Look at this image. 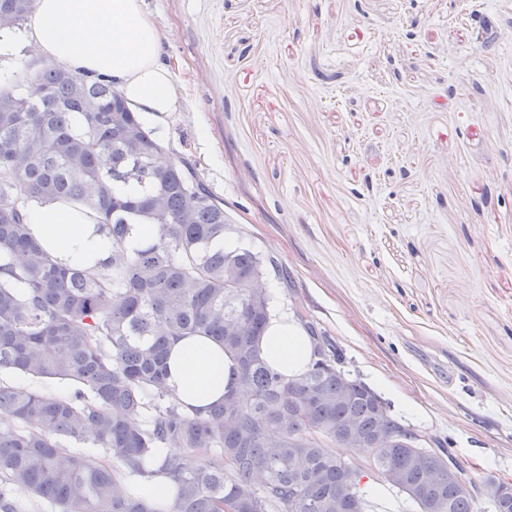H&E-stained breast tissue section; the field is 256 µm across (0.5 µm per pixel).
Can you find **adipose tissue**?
<instances>
[{
	"mask_svg": "<svg viewBox=\"0 0 512 512\" xmlns=\"http://www.w3.org/2000/svg\"><path fill=\"white\" fill-rule=\"evenodd\" d=\"M164 39L143 0H35L32 22L23 34L0 31V53L23 42L34 48L38 62L112 79L131 107L160 118L178 107L171 71L159 59ZM29 224L31 235L62 263L90 267L110 251L94 217L77 205L36 203ZM259 349L274 369L290 379L312 361L307 332L285 314L272 317ZM232 370V360L208 337L186 336L170 349L173 394L195 409L204 411L223 402L233 384Z\"/></svg>",
	"mask_w": 512,
	"mask_h": 512,
	"instance_id": "obj_1",
	"label": "adipose tissue"
}]
</instances>
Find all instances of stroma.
<instances>
[{
	"instance_id": "35a3bbf8",
	"label": "stroma",
	"mask_w": 512,
	"mask_h": 512,
	"mask_svg": "<svg viewBox=\"0 0 512 512\" xmlns=\"http://www.w3.org/2000/svg\"><path fill=\"white\" fill-rule=\"evenodd\" d=\"M180 99L145 124L275 256L344 368L478 484L512 477V9L144 0ZM495 23L489 47L480 18Z\"/></svg>"
}]
</instances>
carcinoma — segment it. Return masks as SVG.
<instances>
[{"label":"carcinoma","instance_id":"cac0c4a2","mask_svg":"<svg viewBox=\"0 0 512 512\" xmlns=\"http://www.w3.org/2000/svg\"><path fill=\"white\" fill-rule=\"evenodd\" d=\"M33 8L0 0V19L17 28ZM163 148L103 77L44 67L33 86L0 94V375L70 387L51 395L0 380V509L29 512L39 499L56 512H164L127 482L153 475L145 461L174 445L181 453L160 469L174 481L169 512H341L347 460L302 434L334 437L354 423L366 441L396 417L362 381L313 366L286 380L265 362L271 300L224 277L250 283L266 258L213 247L229 230L224 203L209 191L190 198L192 165L158 166ZM42 200L96 215L109 255L93 269L59 263L28 228L27 202ZM140 224L155 234L131 249ZM185 336L214 339L237 364L232 395L203 417L168 384L169 348ZM451 458L444 444L386 450L375 463L419 512H471L480 490L459 464L473 492L448 477Z\"/></svg>","mask_w":512,"mask_h":512}]
</instances>
